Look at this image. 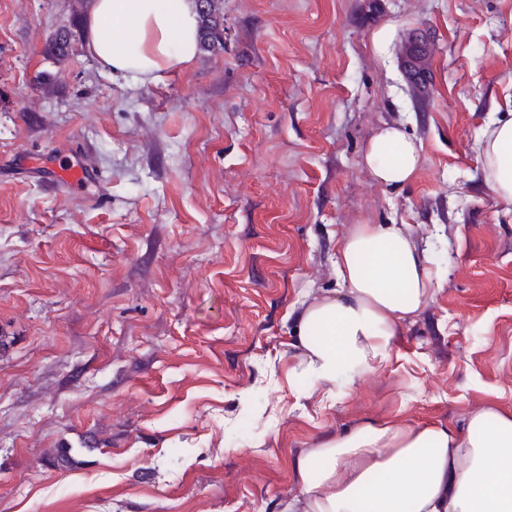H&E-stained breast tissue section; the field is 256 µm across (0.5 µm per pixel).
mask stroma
Masks as SVG:
<instances>
[{
    "label": "stroma",
    "mask_w": 512,
    "mask_h": 512,
    "mask_svg": "<svg viewBox=\"0 0 512 512\" xmlns=\"http://www.w3.org/2000/svg\"><path fill=\"white\" fill-rule=\"evenodd\" d=\"M221 6L223 49L126 84L83 46L43 55L82 31L71 0H0V512H283L327 438L512 414V203L480 148L512 110V0ZM387 126L421 152L399 187L364 160ZM75 149L102 187L32 173ZM358 224L412 225L439 286L342 394L293 336ZM76 32L71 28L57 30L47 41L44 54L54 60H61L73 50Z\"/></svg>",
    "instance_id": "35a3bbf8"
}]
</instances>
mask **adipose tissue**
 Segmentation results:
<instances>
[{
  "label": "adipose tissue",
  "mask_w": 512,
  "mask_h": 512,
  "mask_svg": "<svg viewBox=\"0 0 512 512\" xmlns=\"http://www.w3.org/2000/svg\"><path fill=\"white\" fill-rule=\"evenodd\" d=\"M197 0H92L85 51L124 82L159 80L199 53ZM491 189L512 202V116L490 119L482 143ZM374 177L400 185L417 171V144L387 128L369 143ZM340 288L311 303L295 330L298 369L318 386L351 385L391 361L397 325L438 285L427 248L405 224H359L336 256ZM296 470L288 512H512V415L484 407L457 429L368 424L323 441Z\"/></svg>",
  "instance_id": "1"
}]
</instances>
